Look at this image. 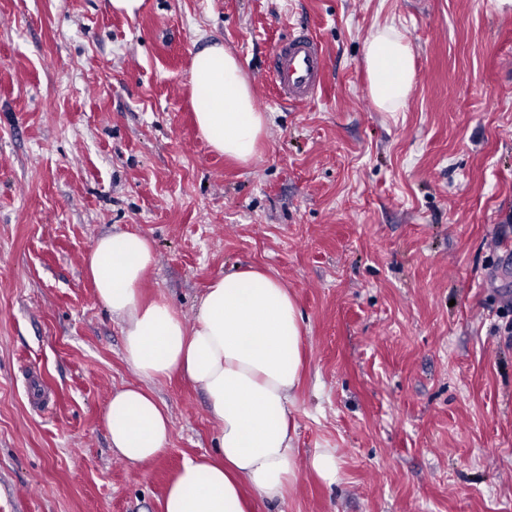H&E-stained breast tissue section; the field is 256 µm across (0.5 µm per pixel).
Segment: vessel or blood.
Masks as SVG:
<instances>
[{
	"instance_id": "vessel-or-blood-1",
	"label": "vessel or blood",
	"mask_w": 512,
	"mask_h": 512,
	"mask_svg": "<svg viewBox=\"0 0 512 512\" xmlns=\"http://www.w3.org/2000/svg\"><path fill=\"white\" fill-rule=\"evenodd\" d=\"M327 62L320 42L308 30L289 33L272 50L257 83L274 82L281 100L307 104L317 99L326 81Z\"/></svg>"
}]
</instances>
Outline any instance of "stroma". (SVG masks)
Listing matches in <instances>:
<instances>
[{"instance_id": "stroma-1", "label": "stroma", "mask_w": 512, "mask_h": 512, "mask_svg": "<svg viewBox=\"0 0 512 512\" xmlns=\"http://www.w3.org/2000/svg\"><path fill=\"white\" fill-rule=\"evenodd\" d=\"M392 20L415 68L403 112L376 107L362 51ZM300 26L327 55L318 99L266 85L256 155L213 151L195 53L224 45L250 79ZM122 230L154 244L143 298L186 321L237 268L281 279L304 315L298 478L255 512H512V5L0 0V512H163L184 461L216 453L177 375L149 384L163 453L110 448L108 402L135 377L84 257ZM311 466L317 472V474L326 481H337L339 466L336 458L330 453H315L311 460Z\"/></svg>"}]
</instances>
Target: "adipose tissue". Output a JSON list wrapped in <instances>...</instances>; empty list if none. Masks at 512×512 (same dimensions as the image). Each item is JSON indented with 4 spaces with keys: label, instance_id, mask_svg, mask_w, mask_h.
Wrapping results in <instances>:
<instances>
[{
    "label": "adipose tissue",
    "instance_id": "1",
    "mask_svg": "<svg viewBox=\"0 0 512 512\" xmlns=\"http://www.w3.org/2000/svg\"><path fill=\"white\" fill-rule=\"evenodd\" d=\"M369 92L379 110L405 111L414 85L402 28L386 24L364 40ZM191 102L200 133L217 152L251 160L265 134L238 61L215 44L197 51ZM155 262L136 231L95 240L85 257L100 303L123 326L136 383L116 391L105 421L114 453L133 465L166 448L172 421L143 381L180 374L199 388L220 427L217 459L186 461L168 488L163 512H254L283 501L298 477L289 406L303 368V318L287 287L249 268L212 281L193 325L164 301L143 302L139 284Z\"/></svg>",
    "mask_w": 512,
    "mask_h": 512
}]
</instances>
